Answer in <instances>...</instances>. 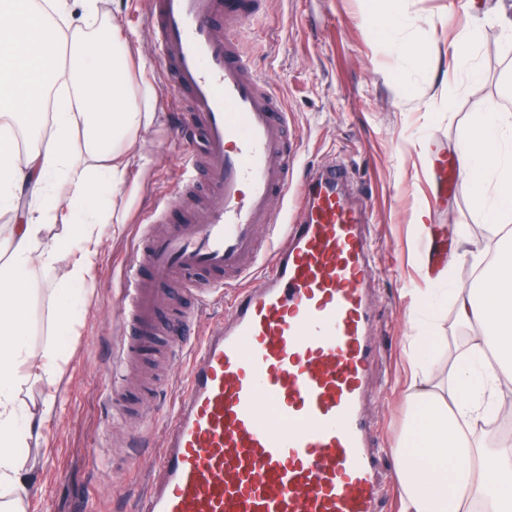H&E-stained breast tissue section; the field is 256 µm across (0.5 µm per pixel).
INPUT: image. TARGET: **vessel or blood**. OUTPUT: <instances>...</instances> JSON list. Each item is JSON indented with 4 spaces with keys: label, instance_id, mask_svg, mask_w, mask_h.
<instances>
[{
    "label": "vessel or blood",
    "instance_id": "b4317fda",
    "mask_svg": "<svg viewBox=\"0 0 512 512\" xmlns=\"http://www.w3.org/2000/svg\"><path fill=\"white\" fill-rule=\"evenodd\" d=\"M254 14L253 0H155L150 16L190 107L182 161L205 164L207 189L123 271L113 379L156 352L173 282L200 308L233 293L191 351L137 512H377L367 206L339 161L295 181L288 114L236 36Z\"/></svg>",
    "mask_w": 512,
    "mask_h": 512
}]
</instances>
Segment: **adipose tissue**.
Instances as JSON below:
<instances>
[{
    "mask_svg": "<svg viewBox=\"0 0 512 512\" xmlns=\"http://www.w3.org/2000/svg\"><path fill=\"white\" fill-rule=\"evenodd\" d=\"M81 8L75 27L69 0H0V212L14 220L0 249V489L8 494L0 512H25V450L39 441L57 406L49 397L31 410L19 397L22 382L52 371L57 356L51 346L41 362L32 359L29 275L69 262L53 328L55 338L68 335L103 230L120 221L109 203L126 184L133 140L155 120L151 88L133 92L121 63L127 48L119 22L95 29L97 0H82ZM48 94L53 112L44 145L19 150L10 128L40 110ZM457 156L482 215L512 223V113L495 110L469 127ZM58 220L64 231L48 235ZM459 243L461 258L479 271L475 284L442 277L414 299L403 389L412 418L394 450L401 512H512V436L487 450L471 433L473 424L512 408V242L489 252L463 231ZM448 294L458 321L478 334L446 383L436 373L432 319Z\"/></svg>",
    "mask_w": 512,
    "mask_h": 512,
    "instance_id": "adipose-tissue-1",
    "label": "adipose tissue"
}]
</instances>
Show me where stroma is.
I'll list each match as a JSON object with an SVG mask.
<instances>
[{"mask_svg":"<svg viewBox=\"0 0 512 512\" xmlns=\"http://www.w3.org/2000/svg\"><path fill=\"white\" fill-rule=\"evenodd\" d=\"M260 2V15L241 30V44L288 113L292 138L301 148L299 176L344 159L372 216L370 234L378 247L373 334L380 355L367 414L379 430L380 507L399 512L393 450L411 415L401 389L410 370L412 291L426 288L422 266L430 257L453 252L457 225L481 246L496 242L500 231L484 220L465 190L452 194L447 186L461 132L487 112L503 110L512 93V42L495 21L497 7L511 8L512 0H475V9L467 12L466 0H396L400 23L387 31L368 24L377 0ZM152 8L153 0H98L99 19L120 18L128 39V78L133 89L153 88L157 116L136 138L137 160L114 201L122 223L100 250L84 286L86 308L60 344L57 369L22 387L28 407L49 395L62 403L43 427L38 447L28 450L33 479L24 497L26 512H134L188 373L189 353L183 350L145 416L112 423L109 383L112 351L121 341L122 273L147 217L163 198L174 197L182 179L176 127L186 107L168 91V75L147 26ZM465 26L476 34L472 53L479 74L443 81L438 66L447 62ZM400 43L418 47L416 64L403 63L396 50ZM426 207L432 211L429 237L415 224ZM67 271L60 264L31 274L34 355L52 341L54 290ZM433 332L444 339L442 365L464 354L468 331L457 322L453 303L440 308Z\"/></svg>","mask_w":512,"mask_h":512,"instance_id":"1","label":"stroma"}]
</instances>
